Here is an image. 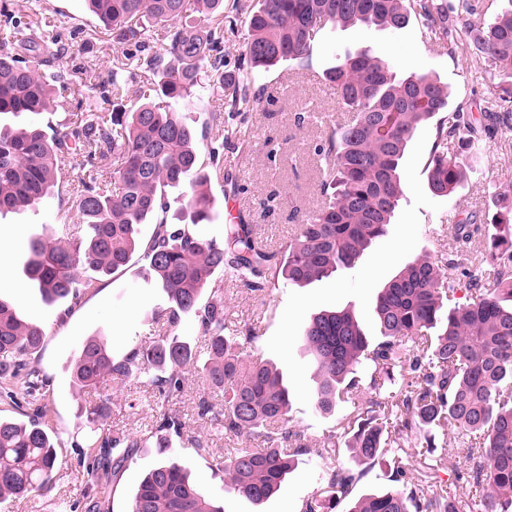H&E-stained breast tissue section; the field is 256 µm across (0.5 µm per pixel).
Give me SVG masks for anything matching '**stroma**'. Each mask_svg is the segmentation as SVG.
Instances as JSON below:
<instances>
[{
    "instance_id": "35a3bbf8",
    "label": "stroma",
    "mask_w": 512,
    "mask_h": 512,
    "mask_svg": "<svg viewBox=\"0 0 512 512\" xmlns=\"http://www.w3.org/2000/svg\"><path fill=\"white\" fill-rule=\"evenodd\" d=\"M0 13L25 22H45L61 34L79 29L95 37L96 71L83 70L85 60L77 46H70L59 62L68 79L66 112H74L79 98L93 78H107L117 46L104 34L100 22L86 8L84 0H0ZM358 49L390 57L406 71L437 75L448 87L452 104L467 103L479 108L489 97L491 83L464 54L449 56L437 42L426 38L419 20H411L398 31L376 27H328L315 45L308 67L285 61L259 71L255 90L259 101L246 114L224 113V171L229 182L211 184L214 200L210 222L199 225V233L221 240L227 222L229 184H236L234 196L246 223L258 235L278 247L293 232L299 217L316 209L319 184L326 165L316 146L328 127L345 123L348 112L341 107L332 87L324 79L329 68ZM434 137L433 125L420 126L409 141L402 164L403 196L386 236L379 239L353 267L304 287L284 285L270 295L257 298L239 287H231L228 309L233 322L253 325L258 339L245 346V357L272 362L282 371L291 392L288 414L293 430L304 434L309 445L318 446L346 412L322 414L313 408L316 387L315 365L301 335L311 315L323 310L348 308L354 311L368 337H376L373 307L380 288L408 261L419 255L433 257L447 252L449 215L473 218L478 223L492 220L495 208L487 191L488 181L512 186V131L488 143L474 161L476 171L454 199L433 195L427 185L426 164ZM57 199H49L39 211L0 216V238L9 255L6 286L0 298L23 311L26 318L45 332L40 363L50 380L49 423L59 442L61 462L51 493L25 500L0 503V512H85V504L97 493L95 478L88 468V449L75 447L72 435L84 425L86 394L73 388L68 365L85 340L104 337L113 357L119 358L147 339L154 310L167 307L168 299L132 258L120 273L100 278L87 290L83 301L70 315L60 307L47 306L36 289L27 287L20 269L32 237L53 238ZM112 402L103 421L105 433L119 435L152 423L157 407L143 383L132 380L111 385ZM228 441L223 433L212 432L210 454L200 456L193 449H181L178 459L189 468L204 488L219 490L222 481L213 461ZM158 461L155 449H141L128 461L110 498V512H130V495L142 477ZM320 483L315 463L298 464L280 491L267 502L255 505L241 497L227 499V512H300L305 499L318 492Z\"/></svg>"
}]
</instances>
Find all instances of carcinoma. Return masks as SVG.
I'll return each instance as SVG.
<instances>
[{"label":"carcinoma","instance_id":"cac0c4a2","mask_svg":"<svg viewBox=\"0 0 512 512\" xmlns=\"http://www.w3.org/2000/svg\"><path fill=\"white\" fill-rule=\"evenodd\" d=\"M89 11L112 35L121 55L112 62V98H122L126 74L139 77L140 103L131 112L82 111L52 125L42 115L61 106L57 89L64 75L49 77L29 64L45 66L67 53L59 35L12 17L0 24V213L37 209L54 195L69 193L82 223L71 230L69 210L58 209L56 236L33 238L23 266L26 279L50 306L78 307L94 284L92 271L111 275L127 269L134 254L145 275L167 295L168 306L152 322L169 330L191 320L204 344L183 336L150 337L116 359L106 341L88 338L71 360L73 387H101L114 379L149 378L161 412L145 430L120 437L102 435L95 422L108 408L109 394L85 407L88 428L77 431L90 450L112 458L96 469L98 494L87 512H109L111 490L141 448H154L158 463L139 482L130 512H226L224 501L269 499L303 456L319 459L321 493L303 501L300 512H461L450 489L467 484L480 492L474 512H512V233L488 234L469 219L451 225L456 251L477 237L479 259L461 262L418 257L379 292L375 316L380 339L371 342L354 313L322 311L307 323L303 340L314 354L321 380L314 409L330 414L349 405L341 431L311 448L288 428L289 391L280 372L262 360L247 361L239 348L258 338L256 328H232L226 309L228 284L252 292L306 284L351 268L371 244L386 235L402 195L400 164L418 126L433 123L427 161L428 187L452 197L473 168L466 158L487 142L512 131V0L493 20L481 19L482 0H86ZM202 13L208 23L198 21ZM419 19L429 37L448 52H468L488 64L493 91L480 116L451 106L447 89L428 73L400 75L387 60L358 50L325 73L349 121L323 135L316 152L327 165L318 208L305 215L279 249L256 240L250 224L224 225L218 243L196 227L211 220L212 179L224 176L221 161L224 113L213 112L198 132L173 104L208 89L217 101L229 97L247 105L255 71L280 62L310 61L327 26L362 25L400 30ZM169 24L164 52L143 56L154 40L153 26ZM245 31L237 71L224 70V32ZM209 162L200 161L199 138L211 131ZM71 159L69 175L59 168ZM105 169L113 186L100 181ZM493 189L494 223L512 224V192ZM186 199L178 222L168 221L167 191ZM153 224L146 241L139 225ZM465 290V302L457 293ZM43 329L23 320L0 300V389L28 421L0 419V499L48 494L58 466L55 445L43 427L50 412L41 401L47 386L36 357ZM203 394L196 420L226 435L246 436L258 448H226L216 469L224 487L207 493L178 461L181 443L203 449L200 437L184 438L180 410L189 375ZM458 430L464 465L434 493L407 476L405 441L423 434L434 456L438 438ZM354 450V466H336L331 453L341 439ZM397 462L396 486L351 501L363 468Z\"/></svg>","mask_w":512,"mask_h":512}]
</instances>
